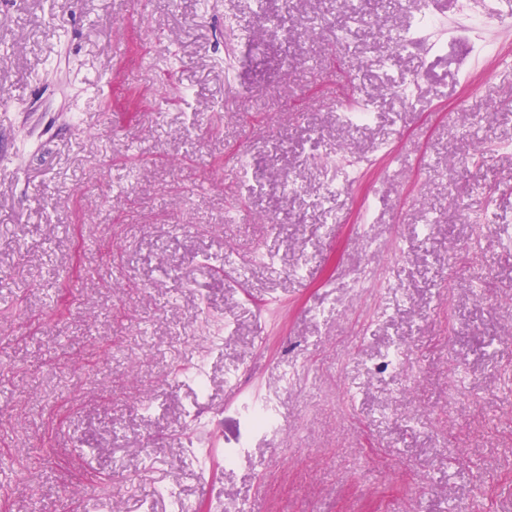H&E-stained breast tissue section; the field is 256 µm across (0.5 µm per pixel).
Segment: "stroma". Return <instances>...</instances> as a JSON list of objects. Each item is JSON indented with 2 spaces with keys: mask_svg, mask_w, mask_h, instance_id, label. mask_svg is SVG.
I'll list each match as a JSON object with an SVG mask.
<instances>
[{
  "mask_svg": "<svg viewBox=\"0 0 512 512\" xmlns=\"http://www.w3.org/2000/svg\"><path fill=\"white\" fill-rule=\"evenodd\" d=\"M432 8L0 0V512H512V28ZM249 416L259 431L279 434L283 431L278 413L271 402L265 401L249 407Z\"/></svg>",
  "mask_w": 512,
  "mask_h": 512,
  "instance_id": "1",
  "label": "stroma"
}]
</instances>
